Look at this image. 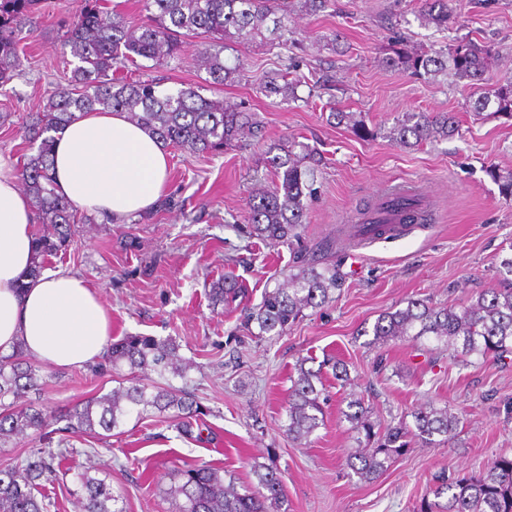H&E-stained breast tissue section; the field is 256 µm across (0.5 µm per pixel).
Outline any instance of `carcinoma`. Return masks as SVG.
Returning a JSON list of instances; mask_svg holds the SVG:
<instances>
[{"label": "carcinoma", "mask_w": 512, "mask_h": 512, "mask_svg": "<svg viewBox=\"0 0 512 512\" xmlns=\"http://www.w3.org/2000/svg\"><path fill=\"white\" fill-rule=\"evenodd\" d=\"M38 0H0V88L9 84L22 65L20 42L24 26L34 14ZM330 0H143L145 19L135 22L105 6L104 0H85L83 10L68 25L64 45L76 60L69 82L74 90L53 92L36 112L23 122L25 141L32 153L23 157L19 180L36 209L38 222L48 225L36 235L31 275H40L50 258L65 252L73 241L77 208L58 195L53 187L54 134L62 131L76 114L112 110L152 130L164 144L191 155L221 153L233 142L262 136V125L244 106L201 94V87L159 89L152 80H133L124 71L139 66L138 60L166 67L179 58L185 38L202 35L209 40L198 51L208 83L222 85L242 77L240 59H224L227 40L241 44L257 37L271 48L289 51L286 63L272 72L261 91L287 101H298L297 88L302 77L296 74L298 56L294 45L284 39L291 12L317 13ZM419 17L427 24L448 28L453 19L449 0H422ZM493 43L461 39L442 49H407L402 43L392 49L391 66L420 78L451 72L458 80L479 84L483 75L498 60ZM512 118V79L498 83L476 100L474 109ZM349 127L359 138H371L374 131L353 112L332 111L328 115ZM458 131V124L447 112H406L396 120L388 138L400 147H418L425 142L446 139ZM273 178L253 196L248 223L257 238L272 244L292 246L301 242L307 201L316 192V172L321 157L314 149L292 139L280 145L278 153L267 156ZM488 175L500 194L512 201V171L493 167ZM361 210L362 222L352 227L359 234L368 229L378 236L396 231L371 219L385 207ZM305 248L293 252V265L283 284L264 292L258 307L248 313V322L257 325V336H280L288 326L305 316L308 309H320L342 288L344 279L335 265H318L307 258ZM499 287L488 288L471 303L456 307L434 305L410 298L406 306L379 316L373 325L374 341L385 343L396 338L431 339L443 349L453 348L455 356L467 358L489 355L500 361L512 356V255L496 266ZM247 294V289L232 275L212 289L217 302L230 304ZM104 364L114 371L128 367L132 376L127 385L93 395L67 410L55 413L41 403L26 400L37 389L40 367L26 359L20 349L0 356V448L21 441L52 440L59 443L83 436H112L126 419L159 414L177 422L178 432L193 435V422L204 408L189 394L172 386H153L134 373L152 370L184 376L192 363L179 355L173 338L124 336L109 345ZM307 359L297 361L296 375L285 409L283 433L292 441L309 440L325 425L328 402L323 382L324 369L334 379L350 381L348 364L342 359H324L317 369L306 367ZM344 420L365 447L347 458L357 477L371 481L380 477L388 464L407 453L410 441L424 445L448 442L455 438L460 418L448 408L422 406L410 412L413 426L403 420L376 429L372 408L362 398H352L342 411ZM74 450L53 453L37 449L16 464H0V512H50L54 501L42 488L57 480L64 460ZM83 490L80 512H124L120 497L112 487L91 475L92 469L71 462ZM250 470L256 482L244 485L224 476V469L211 464L183 463L175 469L164 497L175 504V512H288L281 472L274 460L255 458ZM432 494L445 503L424 502L421 512H512V456L493 459L476 476L440 472L432 478Z\"/></svg>", "instance_id": "1"}]
</instances>
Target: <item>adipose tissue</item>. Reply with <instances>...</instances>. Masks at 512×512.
<instances>
[{
    "label": "adipose tissue",
    "mask_w": 512,
    "mask_h": 512,
    "mask_svg": "<svg viewBox=\"0 0 512 512\" xmlns=\"http://www.w3.org/2000/svg\"><path fill=\"white\" fill-rule=\"evenodd\" d=\"M168 174L163 144L122 112L80 115L56 140V191L82 209L116 218L146 212ZM33 261V205L0 160V355L20 347L50 367L95 361L112 337L104 303L75 275L30 276Z\"/></svg>",
    "instance_id": "ef3b65f1"
}]
</instances>
